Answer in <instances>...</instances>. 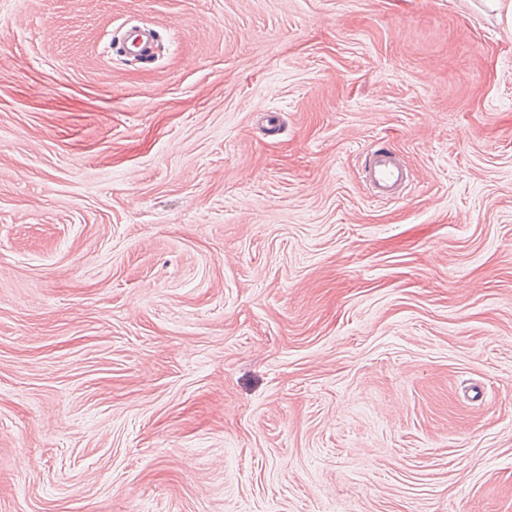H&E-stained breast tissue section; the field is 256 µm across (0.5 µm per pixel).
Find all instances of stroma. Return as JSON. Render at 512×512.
<instances>
[{"instance_id": "obj_1", "label": "stroma", "mask_w": 512, "mask_h": 512, "mask_svg": "<svg viewBox=\"0 0 512 512\" xmlns=\"http://www.w3.org/2000/svg\"><path fill=\"white\" fill-rule=\"evenodd\" d=\"M0 512H512L505 7L0 0ZM366 158L363 178L369 197L378 202L398 197L409 178L406 166L392 152L376 145L367 149Z\"/></svg>"}]
</instances>
